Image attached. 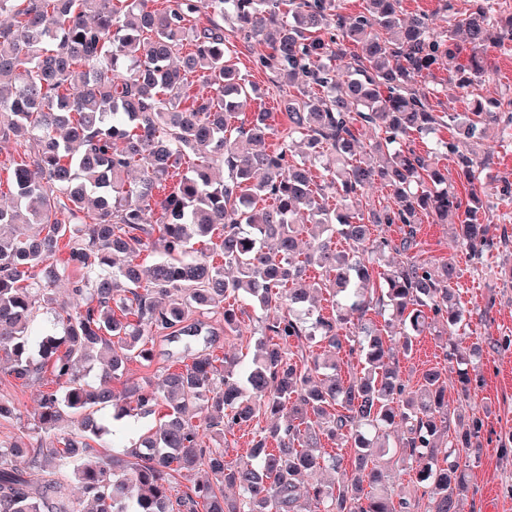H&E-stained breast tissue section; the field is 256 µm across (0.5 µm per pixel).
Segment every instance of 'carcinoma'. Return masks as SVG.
I'll use <instances>...</instances> for the list:
<instances>
[{"label":"carcinoma","mask_w":512,"mask_h":512,"mask_svg":"<svg viewBox=\"0 0 512 512\" xmlns=\"http://www.w3.org/2000/svg\"><path fill=\"white\" fill-rule=\"evenodd\" d=\"M491 12L473 0L460 64L456 24L439 36L427 14L402 17L401 0H365L355 16L335 0H0V143L30 146L10 167L13 204L0 205V360L14 380L48 384L27 430L0 444V512H77L72 482L91 512H414L422 501L424 512H458L485 419L452 420L442 372L411 386L391 343L407 357L421 336L461 337L444 354L463 399L483 344L512 347L469 336L457 264L421 258L417 238L421 215L462 214L457 238L474 264L506 238L479 219L481 161L458 142L512 123V98L448 115L457 141L439 152L469 181L466 199L433 152L407 145L441 125L413 75L446 61L449 81L474 86L488 49L504 46ZM226 21L258 68L304 78L280 99L283 131L265 111L233 125L257 88ZM353 42L364 55L336 70L329 61ZM361 127L375 133L366 146ZM300 147L326 180L292 161ZM133 165L141 176L129 182ZM374 182L392 202L365 213L359 196ZM331 195L342 204L329 207ZM143 252L154 257L146 277ZM307 267L320 278L304 283ZM323 290L335 298L328 315L311 298ZM245 304L277 311L252 356L204 349L199 317L220 311L224 335L241 336ZM165 332L180 366L157 388L112 390ZM318 343L359 370L342 373ZM262 413L272 423L246 457L206 446ZM324 439L351 449L350 463ZM414 462L412 490L390 489L386 470ZM201 467L208 478L192 480ZM320 470L338 478L313 480Z\"/></svg>","instance_id":"obj_1"}]
</instances>
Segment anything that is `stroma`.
Listing matches in <instances>:
<instances>
[{
    "label": "stroma",
    "instance_id": "obj_1",
    "mask_svg": "<svg viewBox=\"0 0 512 512\" xmlns=\"http://www.w3.org/2000/svg\"><path fill=\"white\" fill-rule=\"evenodd\" d=\"M442 2L401 0V10L407 16L427 14L433 30L440 33L447 29L449 16L465 18L471 5V0H450L453 10L448 13L442 10ZM230 41L238 53L242 73L259 89L258 96L244 104L239 121H247L252 112L269 106L273 109L271 124L278 129L284 128L285 118L277 110L276 103L280 95L296 92V84L258 69L239 36H231ZM415 82L428 88L430 101L437 112L461 113L471 106L472 95H466L455 84L449 83L445 70L416 77ZM509 88L512 89V44L488 51L483 82L475 87L473 95L486 100L498 99ZM474 149L483 163L484 195L479 216L485 223L507 229L506 243L494 249L483 265L476 267L457 246L450 225L437 224L432 217H423L418 238L425 257L455 259L461 271L460 301L473 313L472 330L481 336H512V195L502 193L504 187L512 185V141L507 140L502 127L497 126L490 129ZM445 343L442 337H421L411 357L401 359L403 371L416 381L425 370L436 367L448 381H455L457 366L445 359ZM180 355L179 343L166 338L155 339L151 363H131L124 380L114 381L112 387L121 389L126 380L158 383L163 371ZM475 374L481 379L482 386L469 401H459L456 392L448 394L451 413L464 416L476 413L487 423L481 458L472 473L471 490L459 509L460 512H512V445L506 447L501 442L505 434L512 433V349L503 351L485 347ZM40 392V385L16 384L0 371V394L11 397L22 414L18 420L0 421V443L10 442L21 434L22 420L35 409Z\"/></svg>",
    "mask_w": 512,
    "mask_h": 512
}]
</instances>
